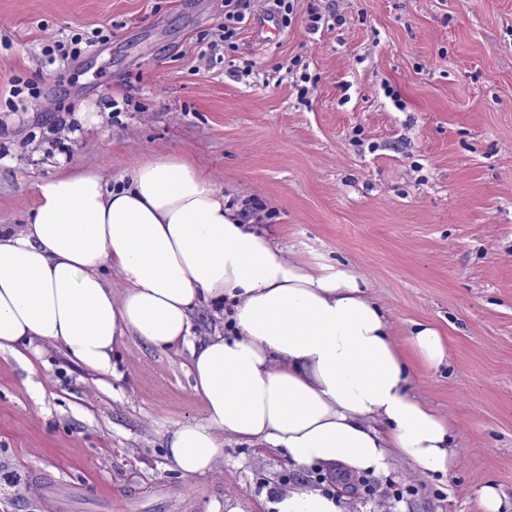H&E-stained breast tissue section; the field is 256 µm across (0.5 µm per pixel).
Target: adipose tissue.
<instances>
[{"instance_id":"ef3b65f1","label":"adipose tissue","mask_w":512,"mask_h":512,"mask_svg":"<svg viewBox=\"0 0 512 512\" xmlns=\"http://www.w3.org/2000/svg\"><path fill=\"white\" fill-rule=\"evenodd\" d=\"M105 266L125 281L121 295ZM367 287L349 264L287 256L201 169L156 155L115 188L92 170L44 179L28 224L0 227V351L37 356L48 343L105 378L123 338L187 349L203 415L166 434L186 477L223 462L229 441L300 469L376 476L400 458L448 477L454 430L412 394ZM209 302L230 304L232 330L201 340L194 313ZM408 342L427 367L449 357L431 324L414 323ZM270 506L348 512L337 492L306 485L275 490Z\"/></svg>"}]
</instances>
